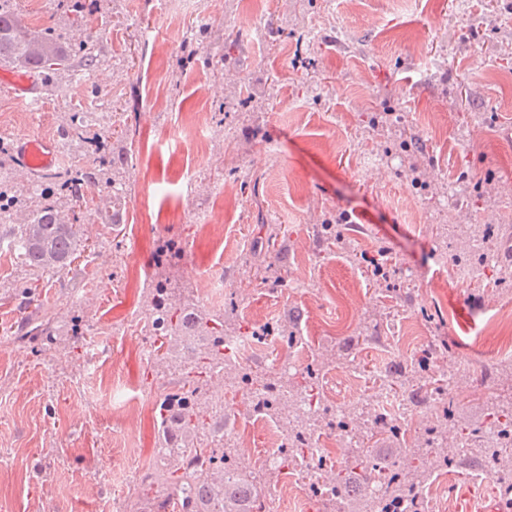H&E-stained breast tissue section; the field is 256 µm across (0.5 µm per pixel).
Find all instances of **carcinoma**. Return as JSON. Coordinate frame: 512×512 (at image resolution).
<instances>
[{"mask_svg":"<svg viewBox=\"0 0 512 512\" xmlns=\"http://www.w3.org/2000/svg\"><path fill=\"white\" fill-rule=\"evenodd\" d=\"M97 56L85 45L75 46L56 25L48 23L29 26L14 8L13 0H0V64L26 70L37 76L43 87H49L52 77L61 71L78 72L91 68ZM64 139L77 143L92 152L99 144L112 138V131L90 138L82 118L72 115L61 128ZM127 163V155L112 153L94 159L85 169L73 171H41L36 179L42 186L37 196L13 190L0 182V223L13 222L19 209L27 211L26 222L13 226V232L23 248L26 263L36 271L62 273L68 270L73 256L81 247L74 224L81 221V207L92 200L99 187L120 183V170ZM121 199L113 197V210L101 215L103 223L114 231L123 223ZM179 254L164 244L159 249L150 276L149 296L156 306L164 307L165 318L158 323L149 317L142 319V333L153 339L158 363L175 359L164 351L172 336L196 337L204 340L203 363L183 373V383L174 392L165 395L155 406V421L159 440L158 450L166 455L163 468L149 470L142 476L137 495L130 499L131 512H265L262 493L251 477L233 469L234 447L231 438L219 439L220 446H212L209 436L224 428V412L210 406L206 396L208 378L212 370L224 366L235 353L224 345L228 333L224 330V313L194 312L171 291L173 270ZM53 333L50 321H28L17 336L21 342L34 344ZM318 365L306 369L303 389L308 404L319 403L317 391ZM424 386L441 401L448 402L447 414L457 410L456 399L449 397L450 389L441 379L431 377ZM494 421L486 428L472 429L477 449L476 460L485 461L500 486L504 507L512 509V405L498 406ZM307 434L294 430L287 448V462L303 456ZM416 464L403 477L393 470L394 464L378 457L359 456L355 464L344 465L336 473L337 493L346 498L352 488L363 483L371 474L386 486L392 506L404 505L418 512L419 491L429 483L436 469L460 465L470 460L458 449L444 443L435 453L428 451L412 455Z\"/></svg>","mask_w":512,"mask_h":512,"instance_id":"obj_1","label":"carcinoma"}]
</instances>
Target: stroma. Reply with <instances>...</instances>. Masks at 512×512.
<instances>
[{"label": "stroma", "instance_id": "1", "mask_svg": "<svg viewBox=\"0 0 512 512\" xmlns=\"http://www.w3.org/2000/svg\"><path fill=\"white\" fill-rule=\"evenodd\" d=\"M58 0H14L28 23L58 20L73 43L99 56L87 86L59 73L41 96L0 83V130L21 129L63 148L71 115L111 112L115 130L133 126L123 172V230L113 234L88 213V244L70 272H35L0 251V512H108L123 493L94 486L101 464L149 465L157 452L153 408L178 389L180 375H160L143 355V333L112 328L145 313V286L159 238L176 241L181 287L202 270L224 272L236 306L226 330L246 325L275 336L297 321L302 344L288 391L321 362L319 435L336 447L332 411L359 407L378 394L376 364L400 374L406 416L399 439L377 452L403 463L413 449L462 445L461 427L487 420L502 339L488 333L498 309L512 304V0H208L203 13L167 28V0H100L73 19ZM160 29L167 49L138 51L143 31ZM234 42L222 57L209 31ZM211 117L204 154L180 143L194 113ZM418 172H411L410 162ZM203 165L221 182L224 231L196 224L179 195L188 168ZM152 177L141 197L135 174ZM364 214L368 223H357ZM262 224L281 225L278 281L262 280L249 247ZM110 256L107 268L93 255ZM385 254L383 274L370 258ZM476 267L460 283L455 265ZM35 280L39 318L61 326L81 317L98 340L99 371L75 379L83 349L69 336L37 348L17 340L24 317L17 284ZM414 334L400 355L394 336ZM464 363L457 417L444 415L419 380L438 376L443 351ZM120 377L122 394L143 397L135 454L119 447L123 420L111 400L83 406L84 392ZM224 430L242 451L240 472L254 470L260 429L240 425L234 392H225ZM451 512H482L499 502L493 476L480 466L435 477Z\"/></svg>", "mask_w": 512, "mask_h": 512}]
</instances>
